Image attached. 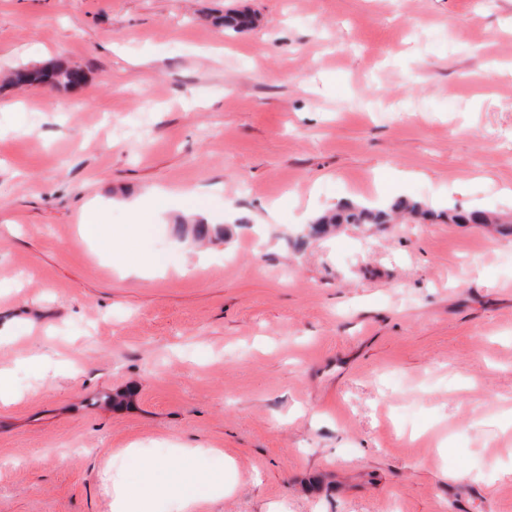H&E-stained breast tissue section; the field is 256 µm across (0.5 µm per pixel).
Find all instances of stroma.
Listing matches in <instances>:
<instances>
[{
  "label": "stroma",
  "mask_w": 512,
  "mask_h": 512,
  "mask_svg": "<svg viewBox=\"0 0 512 512\" xmlns=\"http://www.w3.org/2000/svg\"><path fill=\"white\" fill-rule=\"evenodd\" d=\"M59 64L82 82L5 81ZM151 190L228 234L143 214L162 268L126 278L79 225ZM398 199L512 213V0H0V512H111L132 442L234 460L196 512H512V237L295 249ZM404 211L420 219H427L432 214L418 202H400L390 210L372 208L362 205L345 204L335 210H331L315 220L303 230L300 240L326 234L334 231L341 224H354L357 226L366 224H390L394 220V214Z\"/></svg>",
  "instance_id": "obj_1"
}]
</instances>
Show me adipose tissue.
I'll return each mask as SVG.
<instances>
[{"label": "adipose tissue", "mask_w": 512, "mask_h": 512, "mask_svg": "<svg viewBox=\"0 0 512 512\" xmlns=\"http://www.w3.org/2000/svg\"><path fill=\"white\" fill-rule=\"evenodd\" d=\"M80 232L87 239L110 245L112 264L124 274L138 277L157 267L154 258L134 259L112 247L114 234L96 208L86 210ZM168 471L167 461L148 454L138 444L119 449L112 458V512H158L163 506L169 512H193L200 493L212 496L225 492L223 476L202 471L193 481L171 487L166 499H157L154 489L166 483Z\"/></svg>", "instance_id": "adipose-tissue-1"}]
</instances>
